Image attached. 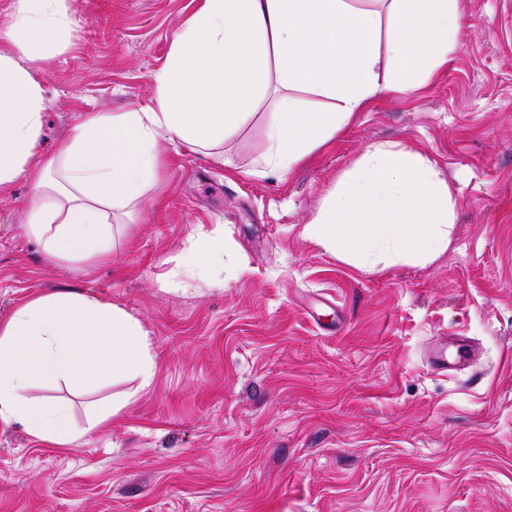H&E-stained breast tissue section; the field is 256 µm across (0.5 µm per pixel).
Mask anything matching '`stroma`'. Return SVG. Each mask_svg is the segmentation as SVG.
<instances>
[{
  "instance_id": "35a3bbf8",
  "label": "stroma",
  "mask_w": 512,
  "mask_h": 512,
  "mask_svg": "<svg viewBox=\"0 0 512 512\" xmlns=\"http://www.w3.org/2000/svg\"><path fill=\"white\" fill-rule=\"evenodd\" d=\"M201 4L70 0L69 29L35 65L42 153L86 113L151 105ZM462 4L447 65L370 102L290 171L253 174L264 111L219 156L161 138L158 178L106 257L41 251L25 225L35 174L0 195V322L75 289L137 318L158 365L143 391L33 388L80 425L87 404L131 398L67 447L1 422L0 512H512V0ZM374 142L423 153L451 188L453 243L427 265L370 273L305 232ZM200 234L224 244L222 281L181 263ZM445 337L472 346L468 365L431 369Z\"/></svg>"
}]
</instances>
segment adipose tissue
I'll use <instances>...</instances> for the list:
<instances>
[{
  "label": "adipose tissue",
  "instance_id": "1",
  "mask_svg": "<svg viewBox=\"0 0 512 512\" xmlns=\"http://www.w3.org/2000/svg\"><path fill=\"white\" fill-rule=\"evenodd\" d=\"M0 53V195L34 166L47 175L25 222L50 257L107 254L112 218L128 213L157 178L159 137L208 151L268 103L264 177L299 165L374 98L410 92L448 62L461 34L460 0H204L172 41L153 80L152 106L91 112L55 154L40 152L45 99L35 63L67 30V0H14ZM323 101L308 108L305 97ZM455 200L435 163L390 142L370 144L306 226L310 239L368 272L426 265L452 243ZM157 376L148 332L124 309L82 292L40 296L0 323V422L56 446L85 428L72 406L29 392L106 382L150 388Z\"/></svg>",
  "mask_w": 512,
  "mask_h": 512
}]
</instances>
